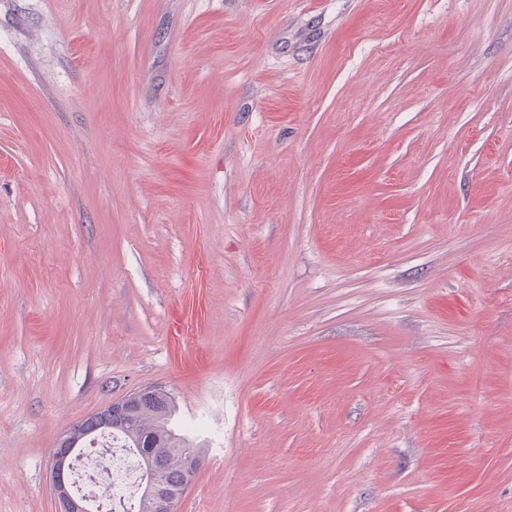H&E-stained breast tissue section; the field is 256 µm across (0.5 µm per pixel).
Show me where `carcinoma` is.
Masks as SVG:
<instances>
[{
  "instance_id": "1",
  "label": "carcinoma",
  "mask_w": 512,
  "mask_h": 512,
  "mask_svg": "<svg viewBox=\"0 0 512 512\" xmlns=\"http://www.w3.org/2000/svg\"><path fill=\"white\" fill-rule=\"evenodd\" d=\"M173 413L169 394L155 388L136 403L133 416L106 422L95 414L75 425L69 434L75 440L86 434L94 437L106 432L119 434L124 447L137 453L142 449L153 452L159 459L155 474L160 476V483L177 487L190 475V463L198 461V455L189 440L174 429Z\"/></svg>"
}]
</instances>
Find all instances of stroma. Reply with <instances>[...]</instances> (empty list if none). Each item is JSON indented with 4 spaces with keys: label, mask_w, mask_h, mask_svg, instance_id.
I'll use <instances>...</instances> for the list:
<instances>
[{
    "label": "stroma",
    "mask_w": 512,
    "mask_h": 512,
    "mask_svg": "<svg viewBox=\"0 0 512 512\" xmlns=\"http://www.w3.org/2000/svg\"><path fill=\"white\" fill-rule=\"evenodd\" d=\"M147 386L180 512H512V0H0V512Z\"/></svg>",
    "instance_id": "35a3bbf8"
}]
</instances>
